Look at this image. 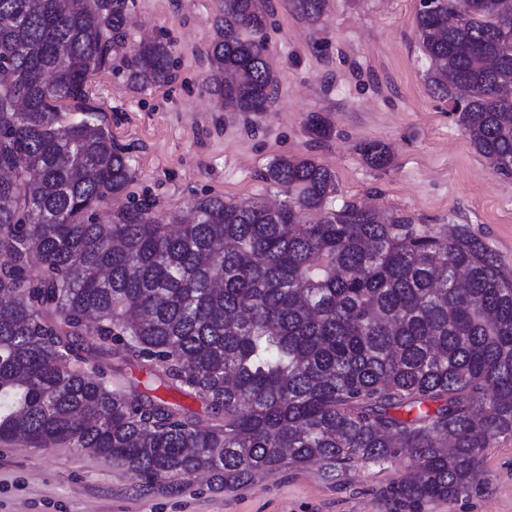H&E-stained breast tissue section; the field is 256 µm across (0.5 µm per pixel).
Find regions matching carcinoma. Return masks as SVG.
<instances>
[{"label":"carcinoma","mask_w":512,"mask_h":512,"mask_svg":"<svg viewBox=\"0 0 512 512\" xmlns=\"http://www.w3.org/2000/svg\"><path fill=\"white\" fill-rule=\"evenodd\" d=\"M310 25L326 0H289ZM431 0L416 36L430 92L494 172L512 175V0ZM269 0H218L207 49L224 111L279 92ZM125 0H0V441L66 444L145 484L205 473L232 488L285 465L338 473L408 451L389 488L409 512L479 484V455L512 438V274L468 225L443 235L362 203L336 176L278 156L286 200H195L158 224L141 203L96 210L136 178L112 133L60 121L110 65ZM134 84L172 79L143 40ZM320 138L330 121L308 115ZM362 158L384 169V144ZM310 211L323 217L307 221ZM147 381L200 403L192 409Z\"/></svg>","instance_id":"1"}]
</instances>
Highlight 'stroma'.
I'll use <instances>...</instances> for the list:
<instances>
[{
  "mask_svg": "<svg viewBox=\"0 0 512 512\" xmlns=\"http://www.w3.org/2000/svg\"><path fill=\"white\" fill-rule=\"evenodd\" d=\"M271 3L279 94L268 111L247 117L224 111L206 90L217 0H126L133 22L114 44L111 66L89 83L90 113L70 105L61 112L66 123L102 124L136 168L100 218L143 201L165 224L200 197L278 202L283 193L263 178L268 163L310 155L336 175L330 208L356 201L438 230L468 225L512 273V176L494 173L448 103L429 93L417 0H328L314 25L288 0ZM146 37L170 44L174 77L143 89L126 72L133 45ZM312 112L330 119V138L309 135ZM370 141L388 147V168L364 162L359 148ZM411 465L404 454L336 477L316 465L287 466L226 490L201 474L171 489L64 444H0V512H400L387 489ZM479 468L482 486L418 512H512V439L484 449Z\"/></svg>",
  "mask_w": 512,
  "mask_h": 512,
  "instance_id": "stroma-1",
  "label": "stroma"
}]
</instances>
